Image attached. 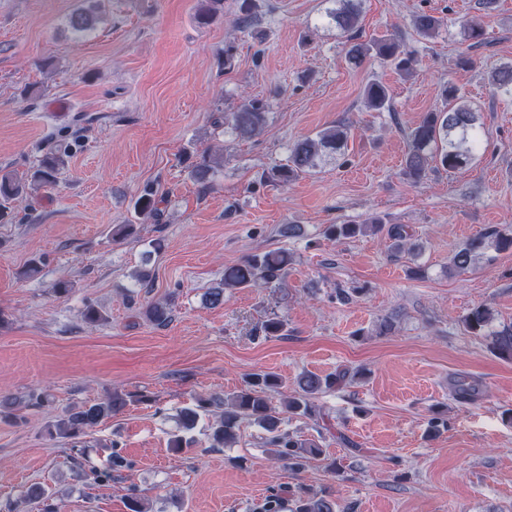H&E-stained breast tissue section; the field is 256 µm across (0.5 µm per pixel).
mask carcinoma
<instances>
[{
	"label": "carcinoma",
	"mask_w": 512,
	"mask_h": 512,
	"mask_svg": "<svg viewBox=\"0 0 512 512\" xmlns=\"http://www.w3.org/2000/svg\"><path fill=\"white\" fill-rule=\"evenodd\" d=\"M255 0H239L236 18L238 28L247 31L253 25ZM335 7L326 10L323 20L347 37L346 59L349 64L360 66L366 58L375 56L388 61L402 76L413 69L414 54L396 38H378L370 43L355 41L354 30L360 15V0H331ZM224 0H199L197 18L208 22L220 11ZM100 4L90 0L88 5L75 10L68 19L72 31L83 37L92 32L98 21ZM441 19L422 12L414 19V30L423 40L437 37ZM465 40L470 46L483 44L484 32L480 24L468 22L463 26ZM490 92L493 96L512 97V64L501 65L489 75ZM441 97L444 106L426 112L407 135V150L402 164V174L417 183L433 170L453 172L467 167L482 149L478 126V115L464 102L462 90L452 82L442 85ZM364 103L376 112L393 111L392 94L389 88L379 82L368 84L363 92ZM270 103L263 99L244 98L235 111L224 117L237 137L250 139L260 133L269 123ZM348 131L340 125L324 128L317 133L297 141L289 150L286 163L271 170L267 179L287 186L319 168L322 160L344 149ZM68 154L57 144L48 140L40 164L26 181L19 182L5 174L0 177V217L6 215V203L22 189L36 191L56 181L60 169L66 166ZM224 165V156L203 155L192 165L189 175L202 188L212 186L215 171ZM162 199L149 188L135 200L134 212L144 218L157 217ZM386 232L391 241L390 248L401 252L408 245V232L403 224L385 225L379 219L368 224H331L326 235L331 239H352L367 232ZM489 247L497 251L512 250V233L495 226L489 227L481 236L470 240L449 259L448 273H463L474 267ZM291 256L279 249L246 256L239 263L224 268V279L208 289L205 300L212 306L224 303L226 288H256L269 284H280L288 276ZM143 315L157 326L167 325L173 317L172 301L150 302L143 309ZM494 319L493 310L486 305L472 309L464 320L466 330L476 336L486 335L485 329ZM491 344L498 355L512 359V329L490 334ZM350 376L347 370L319 376L305 373L298 380V390L283 403V412L307 418L316 417V407L310 398L325 390L340 386ZM280 377L272 372L260 371L251 374L246 385L223 397L212 396L197 399L194 408L181 410L179 429L190 431L195 428L200 411L210 407L223 408L218 419L210 426L207 443L210 448H228L236 443L240 424L247 420L259 426L266 433V443L274 448L276 459L288 462L293 467L307 457L321 455L320 446L313 440L294 436L281 428L279 412L272 405L271 395L279 392ZM127 406V399L120 394L66 411L46 426V434L52 439H75L93 431L104 419L121 412ZM292 512H337L338 505L331 495L323 491L299 488L292 493Z\"/></svg>",
	"instance_id": "obj_1"
}]
</instances>
